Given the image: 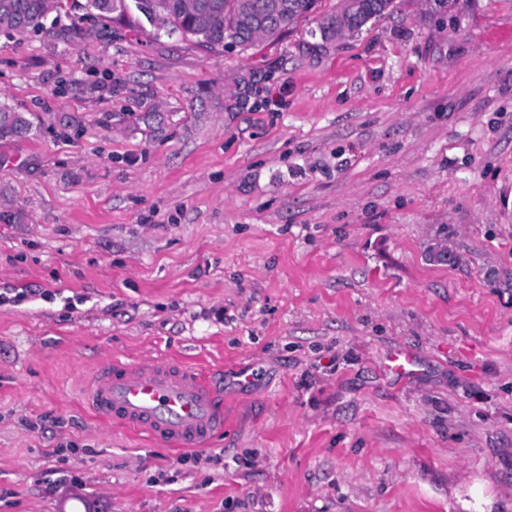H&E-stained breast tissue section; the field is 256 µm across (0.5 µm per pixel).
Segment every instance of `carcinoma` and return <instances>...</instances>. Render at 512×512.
<instances>
[{
    "label": "carcinoma",
    "instance_id": "1",
    "mask_svg": "<svg viewBox=\"0 0 512 512\" xmlns=\"http://www.w3.org/2000/svg\"><path fill=\"white\" fill-rule=\"evenodd\" d=\"M148 12H156L164 34L195 38L207 51L224 47L228 40L248 47L261 38L278 37L293 28L316 6V0H288L289 14L274 20L268 29L255 34L241 12L240 0H144ZM393 0H362L359 13L341 28L359 31L368 20L383 15ZM61 0H0V31L22 33L44 27L47 15L60 7ZM89 15L101 23L113 20L112 13L121 8V0H87ZM33 122L23 112L0 104V140L8 141L27 135Z\"/></svg>",
    "mask_w": 512,
    "mask_h": 512
}]
</instances>
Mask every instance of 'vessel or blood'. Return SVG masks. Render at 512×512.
Returning <instances> with one entry per match:
<instances>
[{
  "label": "vessel or blood",
  "instance_id": "b4317fda",
  "mask_svg": "<svg viewBox=\"0 0 512 512\" xmlns=\"http://www.w3.org/2000/svg\"><path fill=\"white\" fill-rule=\"evenodd\" d=\"M412 353L397 350L386 368L413 374ZM85 402L112 422L158 444L202 448L224 432V388L192 366L163 357L135 362L113 357L85 380Z\"/></svg>",
  "mask_w": 512,
  "mask_h": 512
}]
</instances>
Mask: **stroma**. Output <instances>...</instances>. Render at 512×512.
<instances>
[{
	"label": "stroma",
	"instance_id": "1",
	"mask_svg": "<svg viewBox=\"0 0 512 512\" xmlns=\"http://www.w3.org/2000/svg\"><path fill=\"white\" fill-rule=\"evenodd\" d=\"M338 3L216 52L87 0L0 32L34 116L0 144V512H512V0L322 40ZM113 355L213 373L223 435L95 417ZM121 1L122 0H88L87 7L90 10L89 15L100 21L102 25H107L106 22H111L114 19V17L111 16L112 13L117 11L120 13L124 12V10L120 9L122 8ZM388 363L385 368L397 375L406 377L407 375L414 374L416 371V359L412 353L405 350H396L387 356Z\"/></svg>",
	"mask_w": 512,
	"mask_h": 512
}]
</instances>
